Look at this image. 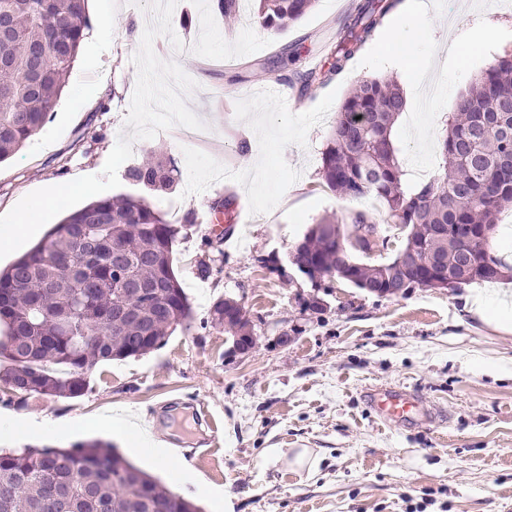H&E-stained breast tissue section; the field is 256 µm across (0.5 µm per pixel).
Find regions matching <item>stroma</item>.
I'll return each mask as SVG.
<instances>
[{
  "label": "stroma",
  "mask_w": 512,
  "mask_h": 512,
  "mask_svg": "<svg viewBox=\"0 0 512 512\" xmlns=\"http://www.w3.org/2000/svg\"><path fill=\"white\" fill-rule=\"evenodd\" d=\"M351 3L317 0L270 36L248 7L228 19L212 0H179L171 24L184 50L164 36L153 48L197 82L186 103L209 135L188 140L176 126L133 140L118 173L120 193L138 196L128 166L154 153L174 158L176 189L152 203L179 230L173 268L192 319L146 356L96 365L79 398L0 387V421L18 427L0 450L98 438L205 512H512V318L465 310L476 289L512 308V280L380 297L335 276L311 280L287 259L310 227L355 208L319 174L349 90L396 80L407 99L394 128L400 156L409 170L436 169L457 98L512 53V0H425L421 35L392 13L337 79L302 97L288 76L324 60ZM149 20L130 0H89L87 37L58 105L0 163V215L34 190L102 173ZM298 40L301 53L285 55ZM276 79L279 95L264 94ZM230 193L243 204L236 224L210 229L212 202ZM220 298L241 304L251 353H234L212 324ZM377 386L415 395L424 417L381 421L363 396ZM117 409L126 427L106 428ZM212 428L220 442L196 453ZM302 448L312 471L289 465ZM161 455L173 467L159 466Z\"/></svg>",
  "instance_id": "1"
}]
</instances>
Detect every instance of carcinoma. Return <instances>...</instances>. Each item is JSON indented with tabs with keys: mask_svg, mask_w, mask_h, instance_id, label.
<instances>
[{
	"mask_svg": "<svg viewBox=\"0 0 512 512\" xmlns=\"http://www.w3.org/2000/svg\"><path fill=\"white\" fill-rule=\"evenodd\" d=\"M259 26L276 35L300 20L315 0H252ZM402 0H353L339 27V40L325 64L288 81L313 94L339 75L372 39ZM12 36L0 41V163L22 149L54 111L80 51L87 0H0V21ZM406 100L396 81H361L344 100L327 139L321 178L346 199L375 196L391 223L404 232L402 248L414 247L423 263L448 268L468 285L496 282L512 266L501 256L485 267L480 233L497 226L512 206V53L497 57L472 79L446 116L439 172L406 183L393 128ZM174 164L153 155L128 171L152 193L176 183ZM353 231L377 232L361 210L348 216ZM320 223L309 242L318 256L317 280L356 267L370 286L415 282L423 270L391 260L362 262L354 247L333 249ZM455 224L477 229L471 240ZM178 229L144 197L118 195L91 201L54 225L33 248L0 271V385L52 399H76L86 373L100 362L145 356L159 349L192 309L175 275L172 249ZM144 288L137 301L112 285V245ZM211 323L231 336L247 328L224 318V299L211 309ZM66 489L70 512H201L137 467L116 448L90 440L68 448L0 451V512H52L53 487Z\"/></svg>",
	"mask_w": 512,
	"mask_h": 512,
	"instance_id": "1",
	"label": "carcinoma"
}]
</instances>
